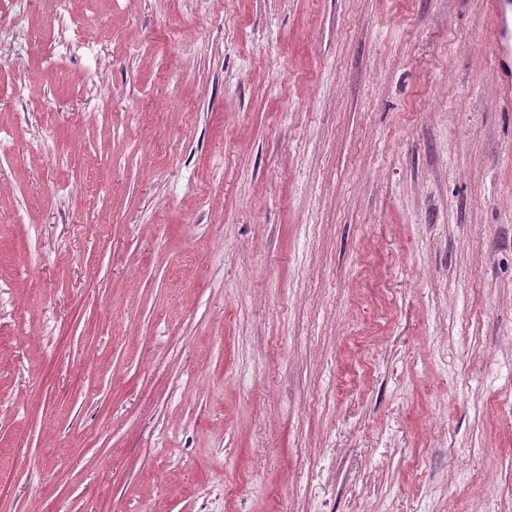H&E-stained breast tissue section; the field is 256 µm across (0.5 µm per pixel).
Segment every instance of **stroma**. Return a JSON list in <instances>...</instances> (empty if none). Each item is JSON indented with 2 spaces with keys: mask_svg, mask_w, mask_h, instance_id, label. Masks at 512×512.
<instances>
[{
  "mask_svg": "<svg viewBox=\"0 0 512 512\" xmlns=\"http://www.w3.org/2000/svg\"><path fill=\"white\" fill-rule=\"evenodd\" d=\"M83 19L88 49L68 43ZM0 56V512H512L491 0H45Z\"/></svg>",
  "mask_w": 512,
  "mask_h": 512,
  "instance_id": "1",
  "label": "stroma"
}]
</instances>
